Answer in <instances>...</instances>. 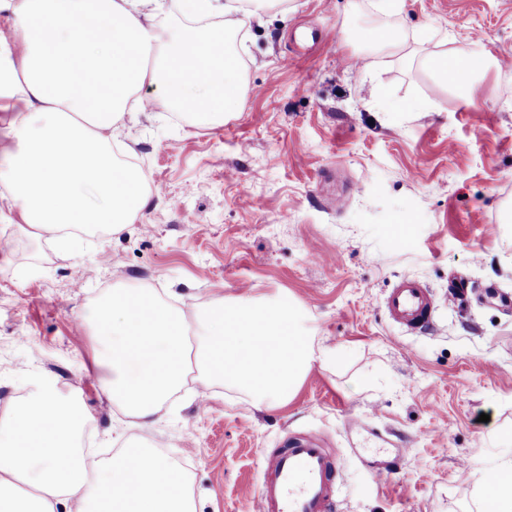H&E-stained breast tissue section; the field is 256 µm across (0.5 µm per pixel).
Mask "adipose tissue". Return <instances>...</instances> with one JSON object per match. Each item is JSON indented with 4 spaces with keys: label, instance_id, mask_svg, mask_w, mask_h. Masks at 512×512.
I'll return each instance as SVG.
<instances>
[{
    "label": "adipose tissue",
    "instance_id": "1",
    "mask_svg": "<svg viewBox=\"0 0 512 512\" xmlns=\"http://www.w3.org/2000/svg\"><path fill=\"white\" fill-rule=\"evenodd\" d=\"M276 0H181L188 16L245 11L254 17ZM163 0H0L24 44L0 82L19 92L12 125L22 145L10 158V200L38 235L62 253L90 229L121 232L146 208L147 177L119 165L109 131L143 108L135 90L161 83L155 103L178 101L220 124L240 111V58L211 30L197 41L155 27ZM369 46L422 67L471 97L485 69L472 52L455 57L411 46L396 31L370 32ZM98 363L107 395L141 427L158 417L186 377L200 390L217 379L254 393L259 403L287 402L316 360L296 331L288 304L214 302L189 324L174 306L141 291L114 290L96 307ZM91 416L50 386L17 403L0 424V492L60 512H195L188 481L154 448H130L104 463L78 446Z\"/></svg>",
    "mask_w": 512,
    "mask_h": 512
}]
</instances>
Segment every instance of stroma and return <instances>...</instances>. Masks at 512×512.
<instances>
[{
    "mask_svg": "<svg viewBox=\"0 0 512 512\" xmlns=\"http://www.w3.org/2000/svg\"><path fill=\"white\" fill-rule=\"evenodd\" d=\"M154 25L214 28L243 46L245 108L223 123L172 109L125 116L115 152L159 185L118 234H85L72 259L0 209V421L54 385L96 420L82 449L111 459L151 436L187 471L196 512H254L263 461L312 432L340 449L339 512H481L487 473L512 466V0H285L259 17L191 18L164 0ZM489 63L471 99L396 56L362 72L375 27ZM435 293V330L391 324L402 278ZM460 279L468 299L448 302ZM116 288H142L195 317L242 297L293 303L315 354L284 405L192 382L144 429L104 394L85 322ZM404 439L376 478L361 460Z\"/></svg>",
    "mask_w": 512,
    "mask_h": 512,
    "instance_id": "1",
    "label": "stroma"
}]
</instances>
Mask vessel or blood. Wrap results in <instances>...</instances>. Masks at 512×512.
Wrapping results in <instances>:
<instances>
[{
	"instance_id": "1",
	"label": "vessel or blood",
	"mask_w": 512,
	"mask_h": 512,
	"mask_svg": "<svg viewBox=\"0 0 512 512\" xmlns=\"http://www.w3.org/2000/svg\"><path fill=\"white\" fill-rule=\"evenodd\" d=\"M383 306L388 320L407 331L426 335L434 327L436 297L419 280L401 279ZM341 482L329 449L314 435L297 438L268 455L254 512H332Z\"/></svg>"
}]
</instances>
